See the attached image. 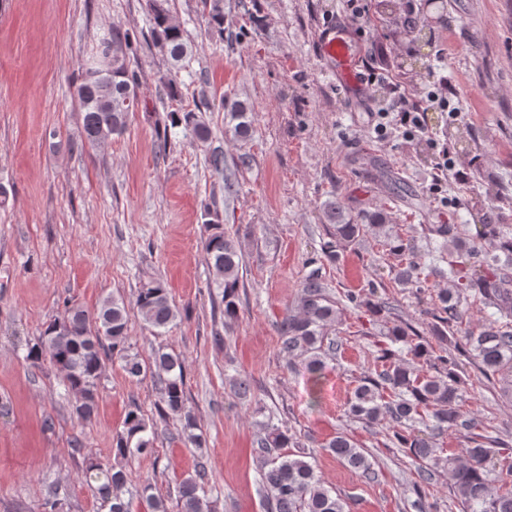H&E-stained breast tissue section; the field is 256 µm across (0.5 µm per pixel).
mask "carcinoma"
<instances>
[{
  "label": "carcinoma",
  "instance_id": "cac0c4a2",
  "mask_svg": "<svg viewBox=\"0 0 512 512\" xmlns=\"http://www.w3.org/2000/svg\"><path fill=\"white\" fill-rule=\"evenodd\" d=\"M167 0H147L152 15L153 37L158 47L176 60L186 56L182 31L172 23L165 7ZM203 14L219 34H224L222 0H199ZM132 44L128 34L114 30L98 41L96 51L84 65L77 96L82 115L85 139L90 144L103 143L123 134L130 114L138 107L135 75L129 71L128 50ZM224 109L235 121L234 134L245 138L250 121L245 106L223 96ZM194 108L170 113L171 125L191 130L198 139L209 138V128L200 113L208 108L201 96L193 100ZM481 215V229L476 241L464 246L459 259L434 254L438 238L454 236L453 224H427L422 248L411 246L386 224L387 214L378 209L358 224L348 218L334 201L326 204L325 215L334 240L324 249L326 259L336 262V243L354 241L366 235H383L390 240L392 251L403 256L405 265L396 281L413 288L425 287L427 275L416 263L417 252L432 256V262L448 263V283L438 293L440 307L433 326L440 346L429 341H413L411 326H395L390 335L409 345L410 355L417 361L432 363L433 374H422L405 364H385L382 370L359 380L347 406L351 420L375 422L381 418L393 423V437L405 454L421 461H438L440 449L426 438L414 434V423L424 418L432 422V431L439 435L448 430L463 429L467 439L466 459L448 458L454 494L463 512H512V491H503L486 470L492 449L507 448L509 443L474 432L476 425L460 420L458 403L462 393L457 373L459 364L452 350L468 348L481 373L502 383V390L512 391V324H500L476 333L463 327V301L467 298L495 309V314L512 317V227L496 223L482 201L474 203ZM204 252L214 280L224 288V317L236 315L240 288L241 253L224 231L213 232L204 243ZM135 305L143 320L154 329L167 328L178 310L168 289L159 280H150L138 288ZM341 303L325 289L319 275H309L302 284L297 310L287 313L279 323L281 349L300 353L304 358L311 383L310 394L317 387L326 369V359L334 343L327 341L328 328L340 314ZM117 357L126 374L138 379L147 374L159 376L162 384L157 411L162 417L174 418L180 426L178 437L196 447L202 446L197 434L195 416L185 405V377L178 356L159 347L144 360L130 353L128 345V310L121 296L104 297L93 313L83 308L66 306L62 317L55 319L44 336L28 353L35 361L46 357L64 372V386L74 395L73 413L83 422H90L98 410V384L102 373V354ZM153 420L135 407L126 413L122 429L112 443V460L89 459L84 469L87 485L94 489L101 507L108 512H169L165 500L153 493L152 483L142 481L135 491L129 463L155 453ZM291 452L284 453L282 449ZM326 448L349 467L371 473L363 449L345 435L332 438ZM256 453L262 458L261 482L267 495L266 512H345V502L325 485L316 467L307 460V453L298 450L295 435L288 429L268 424L266 433L256 442ZM209 486L208 471L198 464L194 473L179 483L178 512H205Z\"/></svg>",
  "mask_w": 512,
  "mask_h": 512
}]
</instances>
